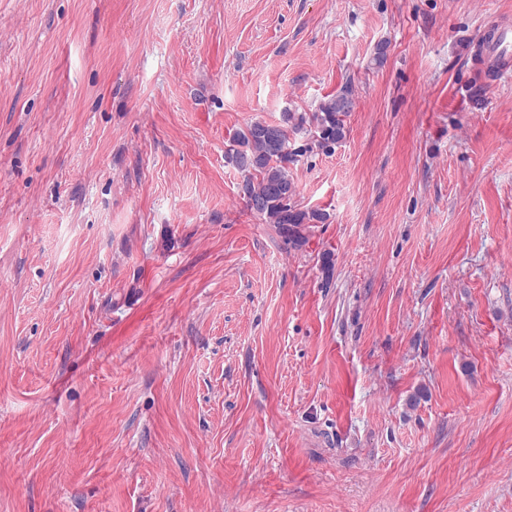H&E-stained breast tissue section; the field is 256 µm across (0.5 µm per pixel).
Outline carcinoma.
<instances>
[{
	"label": "carcinoma",
	"instance_id": "cac0c4a2",
	"mask_svg": "<svg viewBox=\"0 0 512 512\" xmlns=\"http://www.w3.org/2000/svg\"><path fill=\"white\" fill-rule=\"evenodd\" d=\"M352 107L351 90L345 86L310 114L284 112L276 124L254 122L228 142L224 158L240 171V185L254 196L266 197L257 216L294 248L305 245L311 225L326 223L329 214L299 207L289 164L297 155L325 153L343 141L345 117ZM300 133L304 143L294 148L291 136Z\"/></svg>",
	"mask_w": 512,
	"mask_h": 512
}]
</instances>
